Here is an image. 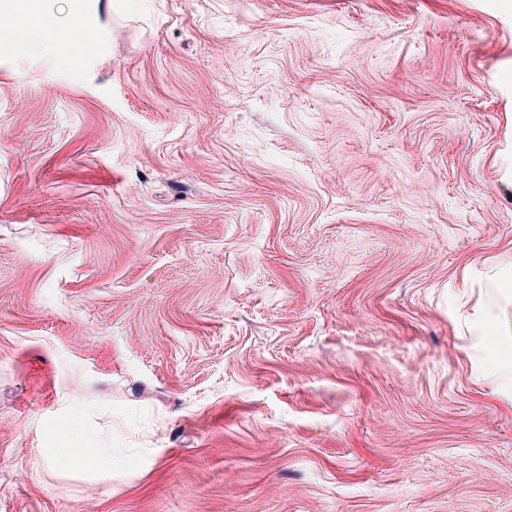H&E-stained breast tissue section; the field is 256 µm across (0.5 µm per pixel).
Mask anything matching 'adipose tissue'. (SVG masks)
<instances>
[{
	"label": "adipose tissue",
	"mask_w": 512,
	"mask_h": 512,
	"mask_svg": "<svg viewBox=\"0 0 512 512\" xmlns=\"http://www.w3.org/2000/svg\"><path fill=\"white\" fill-rule=\"evenodd\" d=\"M9 21L10 35L0 45L21 54L54 53L61 21L55 0H0V22Z\"/></svg>",
	"instance_id": "adipose-tissue-1"
}]
</instances>
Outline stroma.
I'll use <instances>...</instances> for the list:
<instances>
[{"mask_svg":"<svg viewBox=\"0 0 512 512\" xmlns=\"http://www.w3.org/2000/svg\"><path fill=\"white\" fill-rule=\"evenodd\" d=\"M512 0H99L0 51V512H512ZM79 448L52 464L62 423ZM490 393L502 398L503 402L512 407V366L492 374L488 378Z\"/></svg>","mask_w":512,"mask_h":512,"instance_id":"1","label":"stroma"}]
</instances>
